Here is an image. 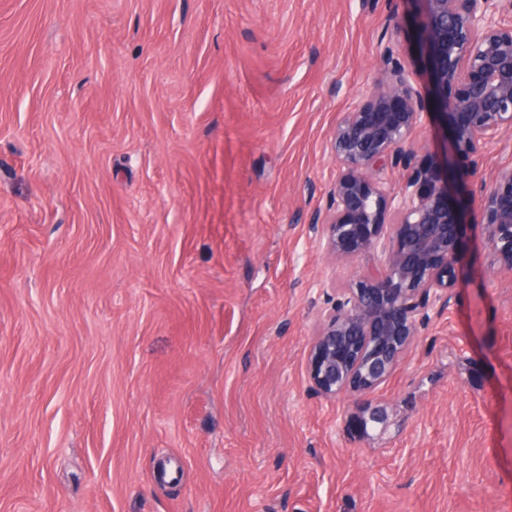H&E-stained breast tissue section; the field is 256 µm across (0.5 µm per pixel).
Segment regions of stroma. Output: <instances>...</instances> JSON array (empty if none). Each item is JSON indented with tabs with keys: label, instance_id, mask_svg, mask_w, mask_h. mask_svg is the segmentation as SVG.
<instances>
[{
	"label": "stroma",
	"instance_id": "obj_1",
	"mask_svg": "<svg viewBox=\"0 0 512 512\" xmlns=\"http://www.w3.org/2000/svg\"><path fill=\"white\" fill-rule=\"evenodd\" d=\"M391 0H0V512H512L482 228L368 399L311 386L378 257L308 231Z\"/></svg>",
	"mask_w": 512,
	"mask_h": 512
}]
</instances>
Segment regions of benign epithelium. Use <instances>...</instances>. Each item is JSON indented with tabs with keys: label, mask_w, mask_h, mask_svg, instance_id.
<instances>
[{
	"label": "benign epithelium",
	"mask_w": 512,
	"mask_h": 512,
	"mask_svg": "<svg viewBox=\"0 0 512 512\" xmlns=\"http://www.w3.org/2000/svg\"><path fill=\"white\" fill-rule=\"evenodd\" d=\"M415 5L413 29L428 66L429 93L394 56L405 26L390 11L383 67L363 99L336 124L329 152L337 174L310 231L336 259L374 252L382 263L341 289L308 351V375L328 398L373 393L394 373L429 308L448 305L465 262L464 229L481 227L492 263L512 269V167L466 190L483 148L512 132V0H398ZM457 88L450 96L448 89ZM436 110L449 121L440 156L416 161L412 135ZM403 170L398 189L378 178Z\"/></svg>",
	"instance_id": "7a95c632"
}]
</instances>
